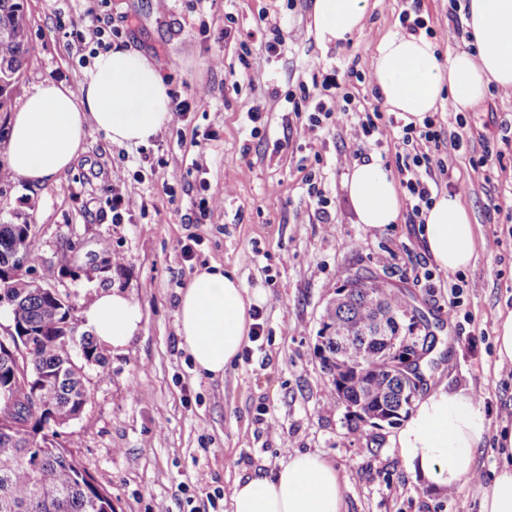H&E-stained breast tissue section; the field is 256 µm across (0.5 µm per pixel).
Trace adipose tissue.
<instances>
[{
    "label": "adipose tissue",
    "mask_w": 512,
    "mask_h": 512,
    "mask_svg": "<svg viewBox=\"0 0 512 512\" xmlns=\"http://www.w3.org/2000/svg\"><path fill=\"white\" fill-rule=\"evenodd\" d=\"M462 21L471 50L440 63L425 36L392 33L377 47L372 75L388 111L421 124L442 101L466 111L490 89L512 91V0H464ZM368 0H314L313 21L325 40L338 42L366 25ZM168 85L159 64L121 45L98 54L79 90L47 79L9 120L8 168L42 186L69 170L89 129L113 143L149 142L171 121ZM345 189L358 223L379 228L397 223L401 204L390 169L371 161L354 165ZM419 228L426 254L443 271L467 269L482 240L456 193L439 195ZM260 292H248L235 272L213 263L196 270L181 291L177 334L198 373L215 379L239 360ZM98 347L125 353L143 321L129 294L100 291L82 312ZM485 416L472 393L432 388L393 440L417 478L447 490L471 485L476 456L485 443ZM503 462L488 486L476 488L480 512H512V428L503 430ZM343 473L326 458L294 452L271 474L237 479L230 512H343Z\"/></svg>",
    "instance_id": "1"
}]
</instances>
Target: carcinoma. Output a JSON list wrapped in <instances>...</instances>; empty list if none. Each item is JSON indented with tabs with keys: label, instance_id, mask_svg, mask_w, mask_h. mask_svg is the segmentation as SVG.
Segmentation results:
<instances>
[{
	"label": "carcinoma",
	"instance_id": "obj_1",
	"mask_svg": "<svg viewBox=\"0 0 512 512\" xmlns=\"http://www.w3.org/2000/svg\"><path fill=\"white\" fill-rule=\"evenodd\" d=\"M0 30L9 36L0 38V111L7 107L27 62V20L21 0H0ZM30 247L22 224H0V259L14 248ZM364 287L352 288L347 295L336 292L323 314L321 344L317 353L332 382L341 381L344 395L364 413L399 407L403 390L401 378L390 368L368 377L355 375L363 342L340 346L336 334L354 329L357 334L374 335V325L386 320L391 331L414 335L418 326L417 310L406 296L385 278L358 275ZM17 301L11 310L14 326L33 338L36 347L28 356L29 371L36 376L26 400L13 405L0 401V424L12 421L37 423L40 403L51 402L56 413L67 418L75 413L88 392L81 377L68 371L66 353L59 335L62 330L78 331L75 309H62L25 287L20 274L13 280ZM79 340L92 357V364L104 369L106 361L94 338L82 334ZM86 472L73 459H66L55 447L33 435L16 439L0 433V512H95L92 498L100 488L89 485Z\"/></svg>",
	"mask_w": 512,
	"mask_h": 512
}]
</instances>
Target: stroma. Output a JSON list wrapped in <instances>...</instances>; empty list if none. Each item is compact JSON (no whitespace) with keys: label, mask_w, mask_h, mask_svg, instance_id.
Instances as JSON below:
<instances>
[{"label":"stroma","mask_w":512,"mask_h":512,"mask_svg":"<svg viewBox=\"0 0 512 512\" xmlns=\"http://www.w3.org/2000/svg\"><path fill=\"white\" fill-rule=\"evenodd\" d=\"M28 62L7 111L0 112V166L7 164L10 114L40 82L79 89L93 68L89 50L71 46L73 29L92 21L112 41L160 62L172 92L203 109L169 124L149 144L117 145L90 131L73 166L51 184L0 181V224H31L36 248L31 278L84 309L96 293L117 288L143 312L126 353L90 365V399L59 441L112 497L113 512H230L237 478L279 468L290 453L320 455L346 476V512H479L471 490L447 493L413 477L394 448L398 424L353 420L331 399L333 386L315 352L327 304L355 271L401 288L438 338L417 393L443 385L473 390L488 436L477 459L482 482L502 463L496 445L512 375L496 365L494 336L512 310V92L491 91L449 123L437 109V151L448 168L440 191L461 184V199L494 249L470 267L438 270L410 222L408 193L401 220L379 229L356 221L345 189L356 153L391 170L404 160L401 130L381 148L355 134V114L312 129L308 112L288 97L300 84L335 71L359 108L380 97L371 61L380 41L403 31L402 11H416L440 59L466 38L455 19L462 0H370L361 33L323 41L313 0H23ZM280 40L277 53L265 45ZM222 67H213L214 58ZM260 115L251 121L250 112ZM500 164L479 166L483 148ZM125 182L123 223L112 221L110 179ZM316 180L328 199L318 210L308 193ZM220 208L200 214L201 199ZM78 246L68 268L56 254ZM123 256L103 269L101 248ZM216 262L245 288L261 290L259 338L249 339L224 377L196 372L177 336L179 292L195 270Z\"/></svg>","instance_id":"35a3bbf8"}]
</instances>
